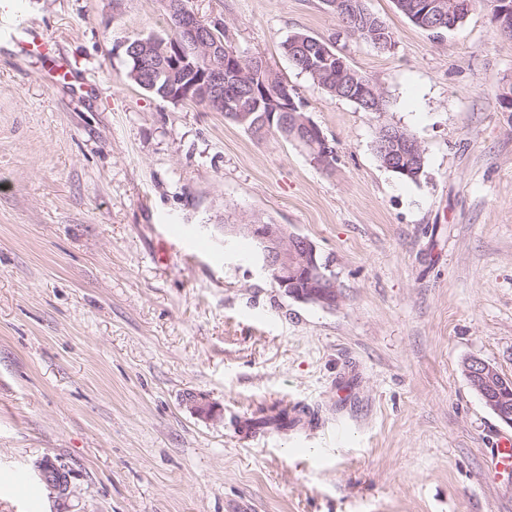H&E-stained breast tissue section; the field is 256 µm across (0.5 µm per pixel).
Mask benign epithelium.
Segmentation results:
<instances>
[{"mask_svg":"<svg viewBox=\"0 0 512 512\" xmlns=\"http://www.w3.org/2000/svg\"><path fill=\"white\" fill-rule=\"evenodd\" d=\"M169 12L178 22L179 30L192 35L197 41L196 54L188 53L181 36L172 37L158 49L160 65L171 73L195 74V78L174 85L170 101L179 104L196 98L198 85L209 80L216 85L224 78L243 82L250 86L251 99L248 112L237 113L241 124L253 122L262 129L288 123L292 135L300 142L311 145L319 153L316 162L322 163L332 155V148L321 129L305 113L299 112L287 93L276 90L274 71L260 56H244L233 49H224V42L211 40L197 29V15L182 0H167ZM364 0H336V10L350 15L353 24L348 26L349 35H357L361 23L360 11ZM419 13L414 20L437 33L454 30L462 23L469 11L467 0H420ZM493 21L501 34L512 38V0H494ZM311 55L307 56L306 68L318 76L323 64L336 61V70L349 79L348 86L359 92V98L369 112L382 111L383 92L371 78L356 81L357 71L344 57L333 54L319 41H312ZM210 60L207 68L201 67V58ZM374 149L383 166L402 172L414 179L422 173L423 149L421 143L400 129L384 125L380 127ZM230 230L246 233L260 245V258L264 270L272 273L275 282L295 299L334 308L341 294L333 275L318 267L316 247L307 237L288 232V225L272 222L233 224ZM463 372L470 386L484 405L503 423L512 427V404L501 396V391L512 387V378L502 375L494 366L480 358H470L463 364ZM35 476L55 494V512H67L65 504L70 496L74 471L59 460L42 458L35 464Z\"/></svg>","mask_w":512,"mask_h":512,"instance_id":"7a95c632","label":"benign epithelium"}]
</instances>
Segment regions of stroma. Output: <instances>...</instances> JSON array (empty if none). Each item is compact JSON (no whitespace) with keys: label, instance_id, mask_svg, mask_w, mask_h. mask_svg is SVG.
Returning a JSON list of instances; mask_svg holds the SVG:
<instances>
[{"label":"stroma","instance_id":"obj_1","mask_svg":"<svg viewBox=\"0 0 512 512\" xmlns=\"http://www.w3.org/2000/svg\"><path fill=\"white\" fill-rule=\"evenodd\" d=\"M72 66L0 41V477L75 471L68 512H512V438L462 372L512 377V38L475 0L436 36L393 0L381 51L323 0H190L263 56L334 148L127 80L115 45L169 32L161 0H7ZM381 86L363 111L297 70L295 33ZM426 152L417 181L379 161L380 126ZM308 237L341 301L300 302L263 271L253 217ZM213 409L197 416L191 397ZM309 410L294 427L278 408Z\"/></svg>","mask_w":512,"mask_h":512}]
</instances>
